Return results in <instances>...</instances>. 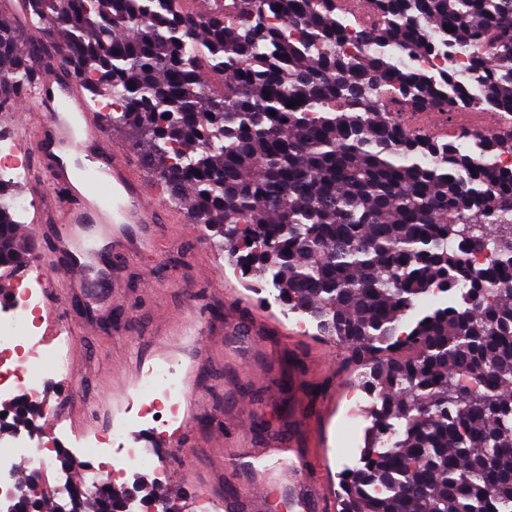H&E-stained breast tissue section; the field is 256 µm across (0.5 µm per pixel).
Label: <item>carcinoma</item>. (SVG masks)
I'll return each instance as SVG.
<instances>
[{
  "instance_id": "carcinoma-1",
  "label": "carcinoma",
  "mask_w": 512,
  "mask_h": 512,
  "mask_svg": "<svg viewBox=\"0 0 512 512\" xmlns=\"http://www.w3.org/2000/svg\"><path fill=\"white\" fill-rule=\"evenodd\" d=\"M178 2L22 0L23 25L0 19V112L40 74L41 49L23 45L39 31L92 97L124 102L108 126L130 130L242 274L347 350L381 403L362 466L341 474L342 512H512V170L493 162L512 127L468 150L462 129L441 143L385 110L397 92L416 112L512 116V0H374L377 23L354 32L344 0H235L231 19ZM433 33L467 49L469 83L398 66L397 50L431 54ZM350 41L377 51L346 55ZM29 255L0 202V269ZM460 285L463 304L401 327Z\"/></svg>"
}]
</instances>
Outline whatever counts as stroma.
Instances as JSON below:
<instances>
[{
  "label": "stroma",
  "mask_w": 512,
  "mask_h": 512,
  "mask_svg": "<svg viewBox=\"0 0 512 512\" xmlns=\"http://www.w3.org/2000/svg\"><path fill=\"white\" fill-rule=\"evenodd\" d=\"M165 258L128 257L115 263L118 287L89 298L73 290L62 310L73 330L79 359L72 376L74 398L86 410L87 434L107 433L124 417L127 390L137 389L152 366L175 358L183 384L181 415L187 420L183 445L163 462L162 472L124 468L121 483L168 496L185 512H199L196 489L202 482L228 487L234 475L224 458L211 454L214 432L229 430L230 448H261L269 436H295L313 447L329 474L344 470L349 453L365 448L373 403L349 399L358 370L345 350L318 325L300 332L287 320L279 300H267L265 280L245 276L221 249L210 230H185L191 217L176 207ZM224 266L222 282L202 284L199 266L207 259ZM152 278L153 289L142 288ZM212 323L209 336L195 343L187 332L189 316ZM94 334H86V325ZM256 411L247 436L230 430L242 400ZM330 414L320 437L309 441L296 425L300 409Z\"/></svg>",
  "instance_id": "obj_1"
}]
</instances>
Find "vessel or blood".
Masks as SVG:
<instances>
[{"label":"vessel or blood","mask_w":512,"mask_h":512,"mask_svg":"<svg viewBox=\"0 0 512 512\" xmlns=\"http://www.w3.org/2000/svg\"><path fill=\"white\" fill-rule=\"evenodd\" d=\"M21 106L29 121L44 126L43 134L21 142L19 151L40 164L67 287L92 291L111 285V274L91 271L92 260L107 246L129 256H162L173 216L166 186L149 183L129 149L111 146L98 111L63 67L39 75ZM224 466L235 473L249 469L250 475L231 495L200 487V498L217 512H272L279 486L292 489L289 512H326L334 502L328 472L293 440L270 441L255 463L241 451L227 455Z\"/></svg>","instance_id":"1"}]
</instances>
